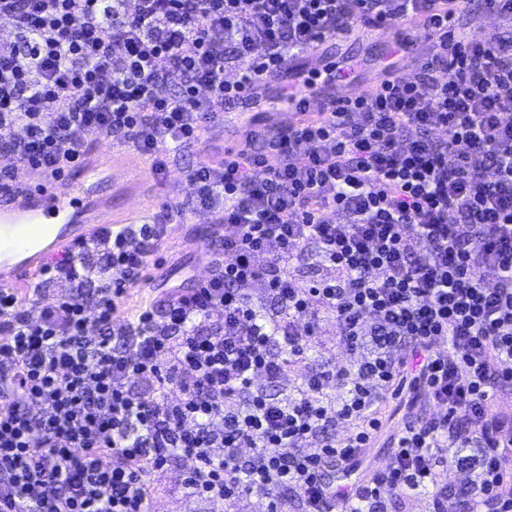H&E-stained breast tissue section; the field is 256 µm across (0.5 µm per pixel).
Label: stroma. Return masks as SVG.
<instances>
[{
  "label": "stroma",
  "mask_w": 512,
  "mask_h": 512,
  "mask_svg": "<svg viewBox=\"0 0 512 512\" xmlns=\"http://www.w3.org/2000/svg\"><path fill=\"white\" fill-rule=\"evenodd\" d=\"M457 22L484 40L512 42V19L489 13L481 0H461ZM398 36L413 41L416 53H423L428 47L422 32L406 23L385 32L362 26L352 36L327 38L317 51L306 54L299 66L307 71L330 68L344 73L343 81L322 84L320 92L329 98L352 96L386 79L388 45ZM287 108L277 83L272 81L263 88L257 103L225 107L223 121L208 124L199 142L156 159L134 153L107 138L94 140L91 154L106 150L112 153V180L106 185L105 197L94 207V218L108 217L116 225L141 222L157 212L162 203L187 202L193 194L185 176L189 166L221 161L225 150L240 145L246 130L285 132L290 123ZM223 236V225L217 224L211 213L187 212L182 223L171 226L162 239L157 253L159 265L151 269L149 279L129 288L123 314L133 316L146 304H161L169 296L192 288L206 271L205 247L219 246ZM295 331L307 345L306 358L291 362L278 382L256 376L254 389L278 399H290L297 396L310 372L348 366L351 356L339 346L340 329L333 311L319 310L313 324L296 323ZM380 411L381 431L344 468L343 484L363 482L384 466L392 453L394 437L404 423L425 424L442 415L423 387L415 385L404 386L400 394L386 397ZM455 456L444 474V483L452 490L445 500L449 512H458V492H472L470 480L479 472L476 449H459ZM184 467V460L178 459L164 471L152 474V512H266L267 499L256 494L224 503L189 497L182 488Z\"/></svg>",
  "instance_id": "obj_1"
}]
</instances>
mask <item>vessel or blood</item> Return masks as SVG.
Returning a JSON list of instances; mask_svg holds the SVG:
<instances>
[{
  "label": "vessel or blood",
  "mask_w": 512,
  "mask_h": 512,
  "mask_svg": "<svg viewBox=\"0 0 512 512\" xmlns=\"http://www.w3.org/2000/svg\"><path fill=\"white\" fill-rule=\"evenodd\" d=\"M101 185L99 167L85 164L78 177L69 176L55 184L39 183L17 206L1 209L0 276L14 277L10 253L24 242L49 238L56 248L68 249L73 238L57 232V225L72 223L77 214L88 211Z\"/></svg>",
  "instance_id": "1"
}]
</instances>
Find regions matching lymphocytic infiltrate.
Returning a JSON list of instances; mask_svg holds the SVG:
<instances>
[{"instance_id":"1","label":"lymphocytic infiltrate","mask_w":512,"mask_h":512,"mask_svg":"<svg viewBox=\"0 0 512 512\" xmlns=\"http://www.w3.org/2000/svg\"><path fill=\"white\" fill-rule=\"evenodd\" d=\"M457 5L0 0L15 34L0 50V151L14 159L0 171L4 193L26 170L65 177L100 137L149 156L196 142L225 105L258 99L268 79L357 24L417 22L431 43L416 76L391 74L354 98L322 97L312 77L281 85L285 98L311 94L313 110L187 170L189 203L105 235L111 278L94 300L65 295L34 317L0 287V512H150L149 476L176 457L189 461L185 489L210 501L253 491L273 501L288 488L305 512L340 501L378 512L384 492L440 489L456 448L479 451L483 512H512V431L487 427L497 390L512 388V49L456 30ZM190 208L230 229L215 273L162 312L120 319ZM306 247L333 279L291 272ZM253 288L293 320L331 309L349 352L382 342L309 375L297 398L252 392L256 375L273 382L286 367ZM407 342L441 420L404 424L389 462L356 488L326 487L325 458H352L380 429L379 403L405 367L392 350ZM137 378L148 388L134 389ZM331 380L340 400L324 393ZM345 422L353 437L317 441Z\"/></svg>"}]
</instances>
